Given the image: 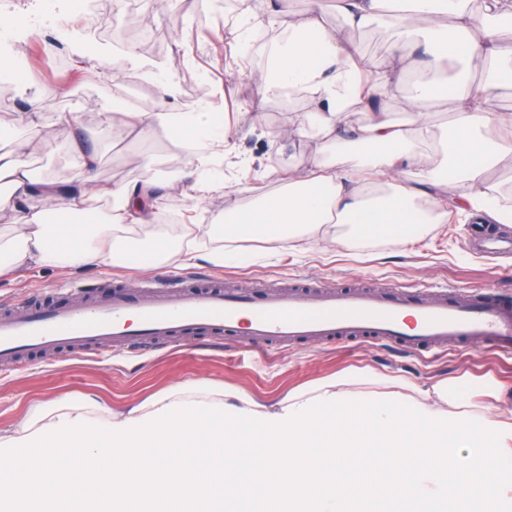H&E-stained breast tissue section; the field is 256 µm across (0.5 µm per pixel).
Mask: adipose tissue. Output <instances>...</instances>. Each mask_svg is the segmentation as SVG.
<instances>
[{
  "mask_svg": "<svg viewBox=\"0 0 512 512\" xmlns=\"http://www.w3.org/2000/svg\"><path fill=\"white\" fill-rule=\"evenodd\" d=\"M336 8L349 28L391 33L386 66L368 68L314 8L269 54L264 89L303 88L318 108L298 115L294 133L339 153L361 148L360 171L316 157L254 207L207 225V234L291 244L336 223L348 243L389 236L402 245L452 211L511 224L512 193L493 190L485 174L512 155V114L493 106L512 88V48L495 26L512 20V0H337ZM450 91L453 141L431 167L420 146L429 132L422 107ZM400 97L406 130L383 110ZM357 111L362 121H352ZM99 120L116 138L164 128L189 151L231 131L212 112ZM35 147L27 140L0 155V212L19 221L0 237V276L31 262L109 265L120 239L140 235L151 241L150 266L195 260V225H181L174 239L159 223L157 182L100 184L99 155L79 138L76 172L42 179L26 160ZM93 193L111 197L112 207L92 219ZM463 385L445 378L424 390L358 371L273 406L217 383L177 386L120 414L91 399L61 400L0 429V512H512V411H474Z\"/></svg>",
  "mask_w": 512,
  "mask_h": 512,
  "instance_id": "1",
  "label": "adipose tissue"
}]
</instances>
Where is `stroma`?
<instances>
[{
    "label": "stroma",
    "instance_id": "obj_1",
    "mask_svg": "<svg viewBox=\"0 0 512 512\" xmlns=\"http://www.w3.org/2000/svg\"><path fill=\"white\" fill-rule=\"evenodd\" d=\"M102 8L103 26L90 30L71 25L72 0H0V53L12 55L21 73L11 83L7 106L0 108V153L15 149L13 132L35 138L38 148L29 157L30 167L62 181L75 171L70 138L83 132L100 155L101 183L180 179L188 154L163 131L119 139L111 129L90 120L99 112L129 111L121 93L133 81L143 84L152 110L158 112H192L203 105L213 109L243 91L258 104L254 112L227 113L232 136L211 147L212 164L196 168L198 180L223 178L221 190L199 201L178 192L162 198L164 211L177 215L180 223L209 224L247 209L257 194L281 188L286 176L307 167L319 154V138L282 131L289 114L313 111L310 97L286 90L266 96L260 87L270 50L289 23L310 11V0H278L273 26L268 25L271 17L260 2L254 16L247 18L222 6L221 0H210L205 8L199 0H175L171 5L166 0H104ZM31 12L65 19L46 39L52 60L37 61L32 37L17 31V21ZM199 18L214 29V40L197 37ZM320 19L324 26L345 29L336 0H322ZM143 21L155 44L149 49L137 47L140 64L132 67L124 61L128 43L116 42L114 33ZM345 31L360 46L365 61L379 68L387 64L391 40L383 29ZM161 81L175 88L173 97L163 102L155 94ZM425 110L430 133L422 148L434 155L449 136L454 100L449 95L432 99ZM62 112L74 118L71 128L57 125ZM146 246L143 240L130 243L120 263L107 267L72 271L27 264L0 277V309L13 310L34 298L56 302L104 278L137 291L162 275L180 277L191 285L221 281L259 293L269 285L285 292L363 287L387 293L401 288L431 299L434 285L443 283L468 290L512 289V256L481 252L469 237L468 225L457 218L402 246L388 240L341 246L317 234L298 240L287 251L276 243L215 238L207 246L223 250L220 266L201 260L184 268H149L142 255ZM361 369L422 387L468 373L512 388V352L488 346L465 352L450 347L419 357L375 342L337 341L276 347L265 355L248 346L242 336H180L138 353L64 350L0 366V428L18 425L62 398L92 395L120 410L170 387L207 380L273 403L292 389Z\"/></svg>",
    "mask_w": 512,
    "mask_h": 512
}]
</instances>
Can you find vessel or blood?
Listing matches in <instances>:
<instances>
[{
    "label": "vessel or blood",
    "instance_id": "vessel-or-blood-1",
    "mask_svg": "<svg viewBox=\"0 0 512 512\" xmlns=\"http://www.w3.org/2000/svg\"><path fill=\"white\" fill-rule=\"evenodd\" d=\"M190 333L246 336L261 346L382 341L419 355L448 341L512 351V296L495 288H444L439 298L372 291L234 293L219 286L186 290L161 277L137 295L107 287L62 303L0 315V365L48 348L153 347Z\"/></svg>",
    "mask_w": 512,
    "mask_h": 512
}]
</instances>
